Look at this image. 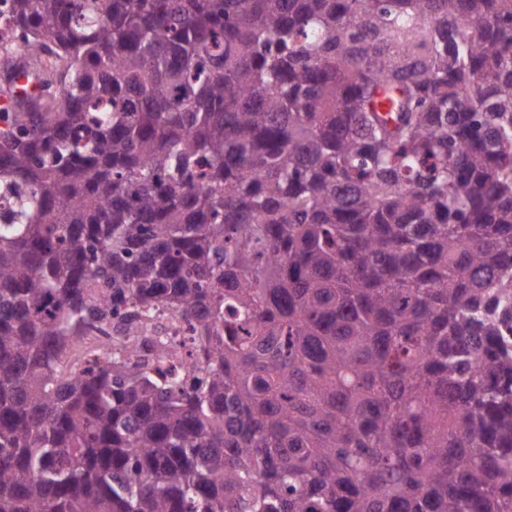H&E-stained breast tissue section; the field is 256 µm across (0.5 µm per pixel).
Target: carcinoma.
Returning a JSON list of instances; mask_svg holds the SVG:
<instances>
[{
    "instance_id": "obj_1",
    "label": "carcinoma",
    "mask_w": 512,
    "mask_h": 512,
    "mask_svg": "<svg viewBox=\"0 0 512 512\" xmlns=\"http://www.w3.org/2000/svg\"><path fill=\"white\" fill-rule=\"evenodd\" d=\"M0 48L65 73L0 109V512H512V0H0ZM163 330L168 333V347L165 355V366L184 367L192 361V342L187 331L177 320L164 322Z\"/></svg>"
}]
</instances>
